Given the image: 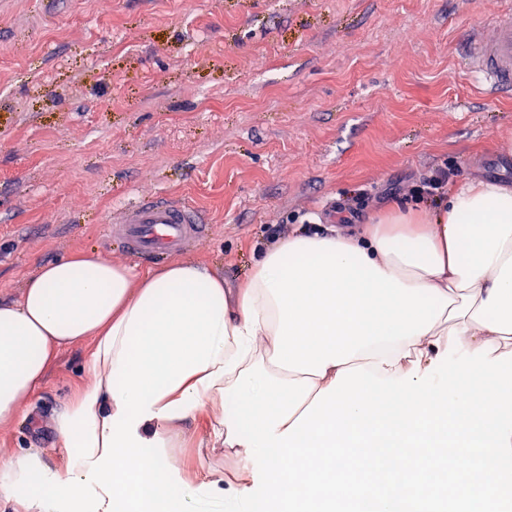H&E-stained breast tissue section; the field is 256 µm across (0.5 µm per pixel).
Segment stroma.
Masks as SVG:
<instances>
[{"label": "stroma", "instance_id": "35a3bbf8", "mask_svg": "<svg viewBox=\"0 0 512 512\" xmlns=\"http://www.w3.org/2000/svg\"><path fill=\"white\" fill-rule=\"evenodd\" d=\"M504 0H0V300L41 265L94 250L148 268L109 222L174 199L208 226L185 258L244 282L264 246L348 232L451 165L512 183V92L462 46ZM433 209V202H422ZM66 347L0 448H38L86 382Z\"/></svg>", "mask_w": 512, "mask_h": 512}]
</instances>
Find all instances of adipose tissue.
<instances>
[{
  "label": "adipose tissue",
  "mask_w": 512,
  "mask_h": 512,
  "mask_svg": "<svg viewBox=\"0 0 512 512\" xmlns=\"http://www.w3.org/2000/svg\"><path fill=\"white\" fill-rule=\"evenodd\" d=\"M394 312L373 316L370 302ZM457 330L465 350L512 351V186H453L433 212H381L343 235L320 227L267 246L239 287L191 261L144 272L97 253L40 266L0 301V423L20 418L59 353L91 341L89 381L55 418L65 469L40 449L0 448V512H256L247 487L184 471L169 449L210 418L226 446L221 391L262 362L324 389L338 370L430 366Z\"/></svg>",
  "instance_id": "1"
}]
</instances>
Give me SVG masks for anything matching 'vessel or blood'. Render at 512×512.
<instances>
[{
	"instance_id": "1",
	"label": "vessel or blood",
	"mask_w": 512,
	"mask_h": 512,
	"mask_svg": "<svg viewBox=\"0 0 512 512\" xmlns=\"http://www.w3.org/2000/svg\"><path fill=\"white\" fill-rule=\"evenodd\" d=\"M464 64L488 90L512 89V10L496 15L491 36L472 32ZM115 230L137 253L175 250L206 230L194 209L167 199L140 202L115 217Z\"/></svg>"
}]
</instances>
